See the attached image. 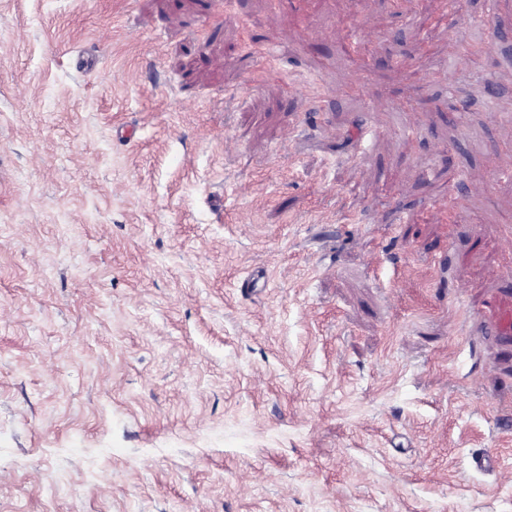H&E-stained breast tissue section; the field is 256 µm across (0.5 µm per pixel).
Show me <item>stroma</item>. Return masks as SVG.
<instances>
[{"label":"stroma","mask_w":512,"mask_h":512,"mask_svg":"<svg viewBox=\"0 0 512 512\" xmlns=\"http://www.w3.org/2000/svg\"><path fill=\"white\" fill-rule=\"evenodd\" d=\"M510 162L512 0H0V512H512Z\"/></svg>","instance_id":"obj_1"}]
</instances>
